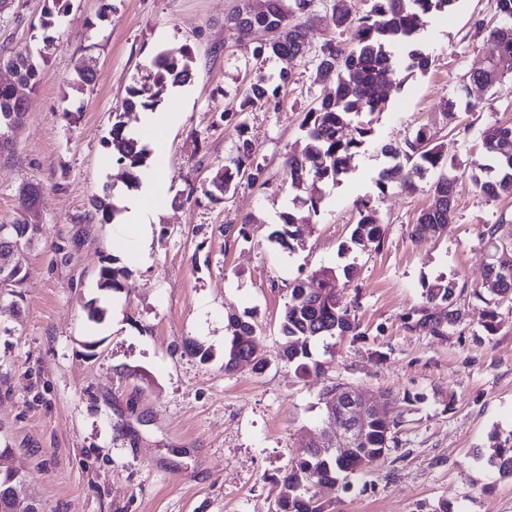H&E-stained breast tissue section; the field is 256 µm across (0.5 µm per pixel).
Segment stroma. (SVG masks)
<instances>
[{"label":"stroma","mask_w":512,"mask_h":512,"mask_svg":"<svg viewBox=\"0 0 512 512\" xmlns=\"http://www.w3.org/2000/svg\"><path fill=\"white\" fill-rule=\"evenodd\" d=\"M239 4L71 0L48 31L43 0H15L0 15L1 56L40 47L49 56L13 151L0 159V224L21 217L20 190L37 182L44 227L25 262L21 311L0 305V440L11 449L0 464L25 475L26 497L44 512H273L291 460L328 429L327 388L344 383L381 394L403 424L398 449L338 491L334 512H434L442 501L453 512H512V480L492 475L480 456L493 433L512 431V303L498 305L490 334L489 303L477 293L489 254L482 231L512 225V197L487 200L471 178L482 132L512 123V57L497 62L503 85L466 78L488 52L495 0H457L451 14L422 18L417 40L430 68L400 71L384 110L362 115L372 133L339 182L322 185L314 212L294 205L284 171L287 156L306 149V112L336 86L335 73L309 57L294 63L279 111L257 105L244 115L267 188L209 195L239 136L221 112L237 105L245 79L281 67L236 42L225 20ZM184 46L197 68L179 122L160 135L168 202L150 220L148 259L134 261L111 225L91 218L89 200L107 184L127 194L105 145L112 121L157 53ZM86 67L96 79L76 89ZM421 126L436 133L458 177L455 216L435 237L410 234L433 202L430 180L412 193L398 177L378 184L393 164L384 146ZM363 201L385 230L377 249L350 240ZM288 211L300 219L292 251L272 238ZM110 262L128 270L117 293L98 287ZM350 264L357 275L340 301L361 337L313 343L320 374L274 360L289 288L315 287L313 271ZM440 278L462 290L460 320L438 334L410 328ZM92 301L106 309L101 322L88 318ZM231 313L255 326L270 354L262 372H225ZM192 343L207 358L189 355Z\"/></svg>","instance_id":"35a3bbf8"}]
</instances>
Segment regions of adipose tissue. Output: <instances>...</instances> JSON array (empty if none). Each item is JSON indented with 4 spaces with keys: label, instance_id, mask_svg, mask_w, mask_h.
Listing matches in <instances>:
<instances>
[{
    "label": "adipose tissue",
    "instance_id": "1",
    "mask_svg": "<svg viewBox=\"0 0 512 512\" xmlns=\"http://www.w3.org/2000/svg\"><path fill=\"white\" fill-rule=\"evenodd\" d=\"M165 168L163 150H156L153 166L141 189L123 199L124 211L120 224L112 230V238L133 256L144 257L146 253L149 226L147 218L160 210L165 200L164 183L161 173Z\"/></svg>",
    "mask_w": 512,
    "mask_h": 512
}]
</instances>
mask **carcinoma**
Here are the masks:
<instances>
[{
  "label": "carcinoma",
  "mask_w": 512,
  "mask_h": 512,
  "mask_svg": "<svg viewBox=\"0 0 512 512\" xmlns=\"http://www.w3.org/2000/svg\"><path fill=\"white\" fill-rule=\"evenodd\" d=\"M267 10L255 13L243 5L229 19L236 40L253 44L252 57L256 60L274 57L281 61L278 81L258 75L244 85L238 109L226 110L221 115L224 124H235L239 133H244L246 123L243 112L257 103L273 111L280 106V91L292 80L291 65L309 53L306 25L301 18L308 14L313 0H267ZM456 0H374L372 13L379 20L371 23L369 18L358 20L352 15L351 0H331L327 23L334 29L351 32V43L334 38L325 40L315 51L318 67L337 74L335 92L323 97L305 115L302 128L308 139L304 157L290 156L285 162L288 182L291 187L306 194L301 202L312 211H317L321 200L320 185L336 183L347 171V161L352 151L365 143L371 129L363 127L359 117L364 113L379 112L384 108L385 98L380 90L396 80L400 59L395 48L406 51L407 69L425 72L430 66L429 56L414 48L421 17L434 12L448 10ZM500 23L493 26L487 35L488 55L477 66L469 70V80L487 87L503 83L495 59L501 54L512 55V0H496ZM70 6V0H45L42 9V27L56 26L61 15ZM43 56H17L6 59L15 75L10 84L0 83V156L12 152L13 134L24 119L26 100L36 90L40 81ZM194 78L193 57L190 50L177 55L169 51L158 53L146 68L140 84L131 87L122 107L127 112L136 109L154 110L161 102L167 86L183 85ZM353 128L356 136L345 137V129ZM484 152L495 162L497 171L477 180L481 195L489 200L512 196V126H491L483 134ZM107 146L116 150V162L126 169V175L141 167L148 150L140 140L126 131L121 116L112 123L111 139ZM384 152L397 160L404 156L412 166L404 177L403 186L408 190L417 188V183L427 176L448 166L444 147L435 143V135L425 126L418 130L403 145H387ZM247 184L260 188L268 185L266 167L254 157L248 140L239 138L234 155L212 180L211 194H224L234 190L242 178ZM434 202L422 211L413 225L414 236L441 235L448 229L454 217V178L441 175L434 181ZM41 187L38 183H27L22 194L27 202L24 218L13 224H0L8 239L0 237V272L10 278L7 284L0 283V291L11 298L12 307L20 308L23 300L21 284L26 272L22 266L7 265L12 245L20 241L33 245L43 235L36 202ZM91 207L103 224L111 223L120 209L113 202V193L105 187L102 193L91 199ZM359 218L351 233V240L361 248L371 245L380 247L384 231L377 222L375 211L363 201L358 206ZM283 228L276 235L278 243L288 249L296 234L290 230L298 223L296 215L285 212L281 215ZM502 225L490 224L482 232L483 239L494 253L505 247L504 237L499 234ZM126 270L122 267L103 265L100 268L98 288L116 291L121 286ZM355 275V268L347 266L342 273L332 268L314 272L313 278L320 287L312 290L302 283L290 289L288 303L282 317L283 342L275 358L297 365L301 371L311 368L319 370L322 365L309 362L310 341L322 337L358 336L359 322L347 307L340 304L339 290L346 287ZM456 283L440 280L426 289L427 305L417 310L414 327L438 333L454 325L460 312L454 308ZM483 292L499 300L512 301V278L506 280L489 268L485 273ZM228 335L224 342V371L235 370L243 363L262 369L269 363L267 355L255 342L254 326L237 315L227 317ZM401 426L398 417L390 414H369L364 420L359 443L353 448H340L330 453L309 443L300 456L291 463L283 475L280 492L274 502V512H331L329 495L336 487L347 489L348 478L357 472L366 471L390 455L398 447L397 433ZM492 471L501 478H512V432L508 436L494 438L487 458ZM6 473H0V512H16L13 488L18 482L5 483Z\"/></svg>",
  "instance_id": "cac0c4a2"
}]
</instances>
